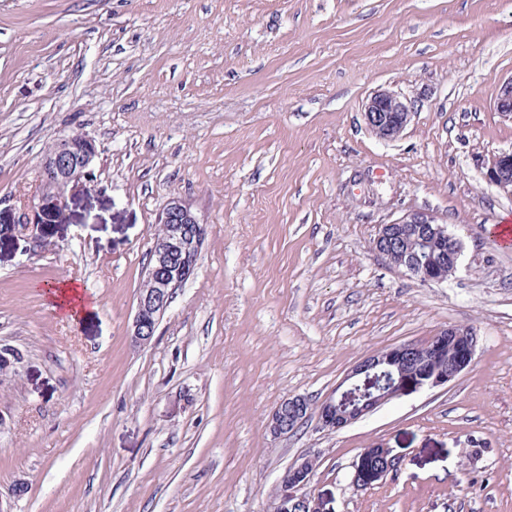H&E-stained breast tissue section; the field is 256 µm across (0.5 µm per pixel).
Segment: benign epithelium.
Here are the masks:
<instances>
[{
  "instance_id": "1",
  "label": "benign epithelium",
  "mask_w": 512,
  "mask_h": 512,
  "mask_svg": "<svg viewBox=\"0 0 512 512\" xmlns=\"http://www.w3.org/2000/svg\"><path fill=\"white\" fill-rule=\"evenodd\" d=\"M496 110L512 119V78L503 82L496 98ZM413 114L410 103L388 90L375 92L364 109L368 127L383 140H394L403 132ZM97 155L94 140L77 133L58 139L42 158L39 167V194L26 204L28 209L55 212L66 206V190L72 183L94 180L93 161ZM485 183L512 197V149L493 154L484 164ZM165 233L155 239L151 264L146 270L144 287L137 297L132 323L131 341L136 346L148 344L170 299L193 274L204 234L200 222L188 202L172 197L159 215ZM445 231L434 213L412 210L398 220L380 226L373 247L392 261L403 273L423 282L439 283L444 277L437 274V264L421 261L418 254L426 253L431 237ZM477 336L471 330L448 327L426 343L407 342L369 355L355 365L336 390L318 407L304 396L281 401L271 411L268 428L272 435H288L296 431L312 414L318 424L329 431L344 429L377 408L401 395L408 388L424 385H444L474 361ZM421 359L432 366L424 381L413 380L404 371L405 364ZM381 466L377 477L402 468L401 457L389 448H378ZM313 457L303 456L285 469L280 483L285 488L308 485L315 467ZM296 503L300 512H321L318 500L310 495L284 494L274 512H288V503Z\"/></svg>"
}]
</instances>
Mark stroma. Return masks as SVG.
Wrapping results in <instances>:
<instances>
[{
	"instance_id": "1",
	"label": "stroma",
	"mask_w": 512,
	"mask_h": 512,
	"mask_svg": "<svg viewBox=\"0 0 512 512\" xmlns=\"http://www.w3.org/2000/svg\"><path fill=\"white\" fill-rule=\"evenodd\" d=\"M512 0H0V506L5 512H273L317 460L326 512H512ZM414 101L380 139L364 106ZM83 133L94 183L27 230L44 153ZM191 203L193 275L133 345L158 216ZM435 213L462 243L441 283L373 248ZM82 288L77 313L53 288ZM473 327L472 367L337 432L275 438L368 354ZM401 471L353 482L362 449ZM24 483L25 491L12 489ZM485 183L512 197V149L493 154L484 164ZM313 406L304 396H293L281 401L271 411L268 428L273 436L296 431L313 414ZM314 459L315 457L303 456L285 469L280 477L281 485L287 489L307 486L315 470V467L311 466Z\"/></svg>"
}]
</instances>
